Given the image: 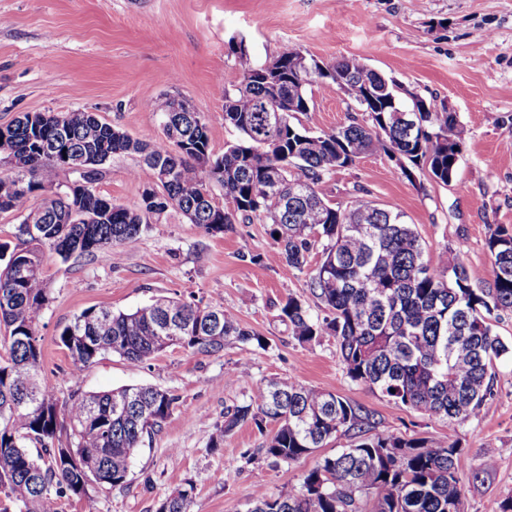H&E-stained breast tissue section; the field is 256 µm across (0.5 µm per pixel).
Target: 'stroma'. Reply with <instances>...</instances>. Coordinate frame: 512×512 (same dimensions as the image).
<instances>
[{
    "label": "stroma",
    "mask_w": 512,
    "mask_h": 512,
    "mask_svg": "<svg viewBox=\"0 0 512 512\" xmlns=\"http://www.w3.org/2000/svg\"><path fill=\"white\" fill-rule=\"evenodd\" d=\"M236 36L246 39V58L229 50ZM285 44L324 65L360 59L457 114L463 148L449 184L425 170L407 179L384 155L368 154L333 171L319 190L334 205L361 197L402 211L427 257L458 253L474 287L488 286V238L496 226H512V0H0V126L26 113L84 110L151 141L161 137L162 109L175 98L203 116L219 156L239 136L224 121L225 92L239 86L246 63L272 60ZM358 114L346 93L316 88L300 119L317 132ZM138 167L136 155L113 156L99 192L136 206ZM269 229L256 220L212 235L172 210L114 260L46 254L41 370L58 396L151 385L179 399L137 449L129 485L91 487L98 512H156L189 483L191 512H246L258 491L299 488L320 457L356 442L355 432L342 431L315 453L275 466L260 452L273 426L247 424L211 449L225 413L276 378L361 406L371 433L458 445L465 512H500L512 497V358L497 361L493 395L477 418L451 426L395 407L351 381L334 337L301 344L290 335L280 319L288 297L301 298L313 316L327 314L308 287L321 256L312 254L301 272L278 265L266 257ZM244 253L264 259L245 263ZM161 296L218 301L265 343L232 341L211 354L176 347L143 363L110 354L73 373L60 334L75 316L91 307L132 312Z\"/></svg>",
    "instance_id": "obj_1"
}]
</instances>
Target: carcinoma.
<instances>
[{"mask_svg":"<svg viewBox=\"0 0 512 512\" xmlns=\"http://www.w3.org/2000/svg\"><path fill=\"white\" fill-rule=\"evenodd\" d=\"M295 47L285 45L274 69L247 64L234 92H224V121L239 133L237 142L213 156L208 128L198 112H179L171 100L163 112L162 137L134 139L76 110L54 117L35 131L21 119L7 126L12 162L0 156V213L18 212L35 234L29 247L13 251L0 269V493L14 512H59L66 495L83 508L97 505L86 487L97 477L111 487L129 483L132 458L144 435L159 430L178 398L153 386H131L96 394L72 392L58 398L41 378L42 350L37 328L48 302L43 250L62 261L72 256L107 260L112 251L134 243L170 210H178L211 234L238 221L262 218L271 224L272 257L299 272L309 254L321 248L322 261L309 288L329 311L314 318L301 299L290 297L280 318L301 344L327 335L336 340L339 360L354 382L379 391L396 407L445 418L448 425L476 418L492 395L497 361L512 355L492 319L512 311V227H496L488 239L493 279L485 288L459 258L435 273L418 236L397 210L355 197L333 206L318 185L337 168L366 154L380 153L410 179L412 169H428L447 184L455 176L462 144L456 113L425 104L406 105L399 84L357 58H343L316 76L296 72ZM371 92L357 104L367 118L311 133L299 114L310 110L312 86ZM68 155L71 163L94 155L134 152L142 156L143 178L134 208L104 195L55 192L46 207H28L42 188L36 177L56 169L42 154L44 144ZM167 174L162 196L148 201V187ZM235 208L218 217L212 183ZM180 318L177 340L167 341L164 318ZM77 374L98 357L117 354L145 362L177 346L218 353L224 343L263 339L224 312L217 302L201 307L161 297L134 312L88 308L60 335ZM140 397L127 414L114 415V403ZM363 408L324 390L287 380L261 386L246 404L224 416L211 440L244 424L262 431L276 426L261 448L277 465L310 455L343 430H362ZM460 448L433 445L391 433L360 439L325 456L303 477L299 493L258 492L248 512H365L363 497L373 495L370 512H464L459 472ZM194 486L176 491L157 512H190Z\"/></svg>","mask_w":512,"mask_h":512,"instance_id":"1","label":"carcinoma"}]
</instances>
